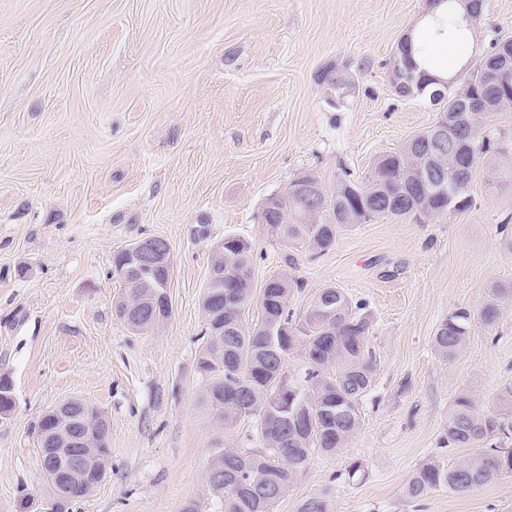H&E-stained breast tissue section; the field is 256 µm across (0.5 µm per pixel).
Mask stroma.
Returning <instances> with one entry per match:
<instances>
[{
  "mask_svg": "<svg viewBox=\"0 0 512 512\" xmlns=\"http://www.w3.org/2000/svg\"><path fill=\"white\" fill-rule=\"evenodd\" d=\"M425 13V0H0V377L14 397L0 417V512H49L32 426L73 397L105 417L111 458L69 512H181L191 500L224 512L202 489L220 433L197 360L211 251L228 235L251 244L255 285L301 281L294 317L334 286L371 322L360 430L313 453L272 512L321 494L330 512H512V476L404 493L420 464L469 456L445 441L458 393L491 415L512 390V300L494 329L472 323L456 359L433 347L448 315L512 282L500 230L512 189L478 166L471 209L358 224L318 255L261 221L297 175L364 180L433 124L388 66ZM510 37L512 0H484L478 52ZM330 66L344 88L318 81ZM147 237L171 247L172 313L134 332L114 311L113 256ZM220 435L261 446L253 417Z\"/></svg>",
  "mask_w": 512,
  "mask_h": 512,
  "instance_id": "stroma-1",
  "label": "stroma"
}]
</instances>
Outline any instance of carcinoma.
<instances>
[{"mask_svg":"<svg viewBox=\"0 0 512 512\" xmlns=\"http://www.w3.org/2000/svg\"><path fill=\"white\" fill-rule=\"evenodd\" d=\"M447 4L446 16L437 22L436 33L448 34L466 48L460 68L468 70L466 79L448 87L446 95L437 90L442 85L422 71L416 61L429 55L424 45L416 46L411 36L403 39L393 56L406 57L415 78L405 94L424 97L448 121V142L437 151L439 186L437 198L425 195L417 181V172L434 151L425 138L426 128L410 137L399 149L383 155L369 176L359 182L344 178L325 189L319 205H311L290 184L277 195L276 208L268 220L278 226L289 242L309 251L324 252L333 247L338 232L351 224L415 216L418 222L444 217L470 209L472 175L482 162L492 159L497 145L482 135L489 117L495 112L512 110V65L500 69L495 86L482 87L474 76L476 66L496 57L497 51L472 59V27L482 16L483 4H463V0H437ZM465 5L459 13L457 6ZM252 247L242 242L237 248L224 247V264L210 268L201 304L205 321V345L198 358V370L206 380L202 404L219 431L233 426L242 417L256 416L265 448L244 452L216 438L214 453L205 472L209 493L224 498V512H270L301 476L315 451L335 453L344 448L362 425L360 401L374 383V365L368 348L369 319L359 313L336 287L322 289L306 314L294 320L288 310V298L298 281L281 275L254 288ZM233 292L257 305V323L226 326L224 306H216L213 289ZM266 292L278 302L275 317L288 326V335L271 337L266 332L267 317L261 297ZM512 299V283L493 285L476 318L492 329L500 320L502 303ZM116 316L133 331H147L159 323L154 309L143 304L137 285L123 286L115 302ZM471 314L458 310L441 322L433 336L435 351L447 360L455 359L464 349L469 335ZM301 351L305 367L294 376L288 374V357ZM287 379L299 395L288 411V422L279 419L277 393L282 379ZM503 415H479L473 397L460 393L448 413L447 443L453 448H467L479 441L487 446L449 468L430 461L414 471L405 484V493L418 499L437 488L462 493L512 475V391L500 398ZM14 405L12 382L0 378V416L8 415ZM44 479L54 494L52 512L84 496L94 487L95 478L70 487L67 496L57 494V485ZM298 512H329L327 497L304 500Z\"/></svg>","mask_w":512,"mask_h":512,"instance_id":"1","label":"carcinoma"}]
</instances>
